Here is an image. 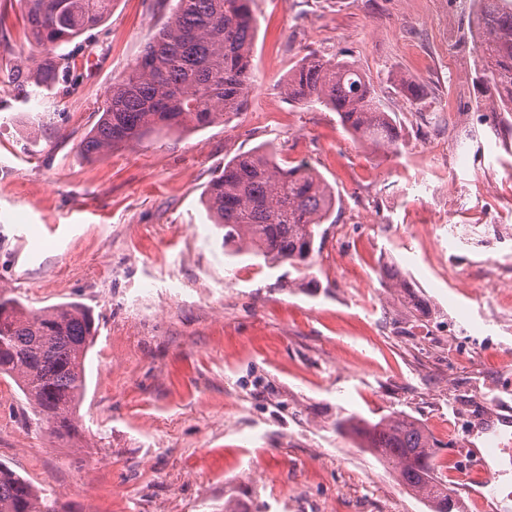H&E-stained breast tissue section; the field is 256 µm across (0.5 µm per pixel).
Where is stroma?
I'll use <instances>...</instances> for the list:
<instances>
[{
	"label": "stroma",
	"instance_id": "stroma-1",
	"mask_svg": "<svg viewBox=\"0 0 512 512\" xmlns=\"http://www.w3.org/2000/svg\"><path fill=\"white\" fill-rule=\"evenodd\" d=\"M255 85L241 112L89 158L79 143L112 81L166 21L157 0H112L75 56L69 93L28 96L6 66H33L17 0H0V290L27 309L77 302L97 330L78 407L60 439L0 376V463L62 512H429L391 468L337 434V414L397 411L437 440L464 512L512 494V456L483 507V473L454 469L484 419L453 432L512 361V115L484 111L473 0H255ZM317 52L353 61L402 130L398 152L358 146L335 112L288 100L290 72ZM423 85L427 105L397 91ZM310 163L336 191L312 270L224 250L204 191L225 161L261 144ZM472 162L457 166L455 153ZM445 214L442 224L429 214ZM426 299L413 317L383 276ZM178 280L171 288L170 280ZM494 316L499 330L476 326ZM465 346L468 359L449 358Z\"/></svg>",
	"mask_w": 512,
	"mask_h": 512
}]
</instances>
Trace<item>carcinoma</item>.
<instances>
[{
    "mask_svg": "<svg viewBox=\"0 0 512 512\" xmlns=\"http://www.w3.org/2000/svg\"><path fill=\"white\" fill-rule=\"evenodd\" d=\"M28 42L40 62L27 71L13 66L7 78L34 93L68 82L70 57L60 49L99 27L112 0H18ZM481 80L492 112H512V0H474ZM254 0H176L162 27L129 72L112 83L99 118L81 143L98 156L152 135L202 130L239 111L255 84ZM399 93L415 103L424 88L402 81ZM288 100L321 104L336 112L353 139L374 152L397 151L400 128L355 63L314 52L288 76ZM204 204L224 229V248L270 264L310 270L320 248L318 228L336 205L332 188L306 162L287 168L272 148L259 145L224 163L209 182ZM403 304L428 314L397 269L384 272ZM95 335L90 311L67 302L30 311L0 294V376L13 379L39 420L58 438L78 435L76 413L86 386V360ZM336 431L391 467L399 484L431 512H461L448 498L439 473L436 442L414 418L392 413L370 420L336 416ZM0 512H59L58 501L0 463Z\"/></svg>",
    "mask_w": 512,
    "mask_h": 512,
    "instance_id": "carcinoma-1",
    "label": "carcinoma"
}]
</instances>
